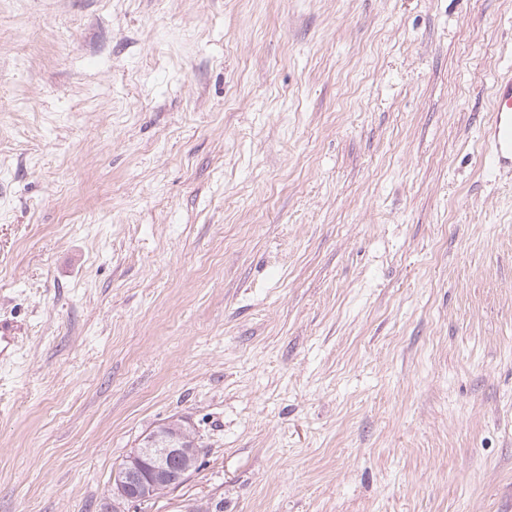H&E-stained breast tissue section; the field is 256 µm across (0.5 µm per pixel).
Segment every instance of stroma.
I'll use <instances>...</instances> for the list:
<instances>
[{
    "label": "stroma",
    "mask_w": 512,
    "mask_h": 512,
    "mask_svg": "<svg viewBox=\"0 0 512 512\" xmlns=\"http://www.w3.org/2000/svg\"><path fill=\"white\" fill-rule=\"evenodd\" d=\"M512 0H0V512H512ZM491 115L481 129L485 156L491 168L512 174V67L501 71L493 84ZM21 327L9 320H0V362L10 360L17 346ZM190 440L182 428L163 448H133L113 474L112 496L104 501L103 512H120L117 503L122 501L149 502L181 485L195 470L199 452L195 442L184 443ZM147 463L150 472L144 478L142 469Z\"/></svg>",
    "instance_id": "stroma-1"
}]
</instances>
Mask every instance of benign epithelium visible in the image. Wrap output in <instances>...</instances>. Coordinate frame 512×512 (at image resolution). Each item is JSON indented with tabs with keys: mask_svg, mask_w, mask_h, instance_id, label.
<instances>
[{
	"mask_svg": "<svg viewBox=\"0 0 512 512\" xmlns=\"http://www.w3.org/2000/svg\"><path fill=\"white\" fill-rule=\"evenodd\" d=\"M189 440L182 430L161 448L150 446L149 438L148 446L133 449L113 474L112 496L104 501L103 512H120L122 501L149 502L181 485L195 470L199 452L196 445H186Z\"/></svg>",
	"mask_w": 512,
	"mask_h": 512,
	"instance_id": "benign-epithelium-1",
	"label": "benign epithelium"
}]
</instances>
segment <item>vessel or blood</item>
<instances>
[{"label":"vessel or blood","mask_w":512,"mask_h":512,"mask_svg":"<svg viewBox=\"0 0 512 512\" xmlns=\"http://www.w3.org/2000/svg\"><path fill=\"white\" fill-rule=\"evenodd\" d=\"M485 156L491 168L512 174V67L501 71L493 84L491 115L481 129ZM21 328L0 320V362L13 356Z\"/></svg>","instance_id":"1"}]
</instances>
